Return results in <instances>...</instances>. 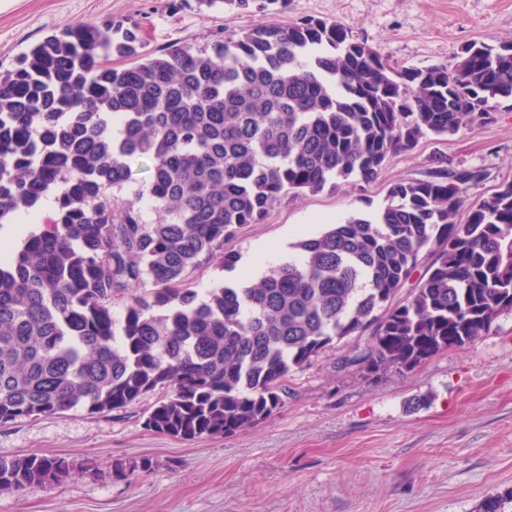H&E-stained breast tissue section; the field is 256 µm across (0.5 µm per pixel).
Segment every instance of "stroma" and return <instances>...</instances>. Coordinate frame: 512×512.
<instances>
[{
    "label": "stroma",
    "mask_w": 512,
    "mask_h": 512,
    "mask_svg": "<svg viewBox=\"0 0 512 512\" xmlns=\"http://www.w3.org/2000/svg\"><path fill=\"white\" fill-rule=\"evenodd\" d=\"M338 23L398 69L453 65L471 42L512 41V0H286L265 10H209L196 0H0V71L63 27L112 21L140 27L145 51L194 48L258 22ZM480 171L474 205L512 181V100L472 130L427 136L376 180L285 199L224 244L190 278L198 294L243 286L298 256V243L352 217L375 218L398 182L438 167ZM350 336L296 369L282 408L228 437L181 440L145 428L166 392L104 414L80 406L0 426V458L62 457L95 471L19 492L0 487V512H512V312L491 333L411 370L341 367ZM152 468H139L142 460Z\"/></svg>",
    "instance_id": "stroma-1"
}]
</instances>
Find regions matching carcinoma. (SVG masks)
I'll return each mask as SVG.
<instances>
[{
  "label": "carcinoma",
  "instance_id": "cac0c4a2",
  "mask_svg": "<svg viewBox=\"0 0 512 512\" xmlns=\"http://www.w3.org/2000/svg\"><path fill=\"white\" fill-rule=\"evenodd\" d=\"M125 63L116 66L109 58ZM512 99V42L451 67L391 68L337 23H257L193 49L143 51L137 29L66 26L0 72V229L52 194L54 219L0 249V424L127 407L165 388L145 427L227 436L284 404L288 376L369 335L343 366L412 369L512 312V182L460 217L468 169L398 182L375 220L301 241L257 284L197 299L190 273L286 197L369 183L424 136ZM150 163L119 201L130 162ZM154 289L131 292L146 281ZM131 296L121 333L112 302ZM64 458H0V487L52 483Z\"/></svg>",
  "mask_w": 512,
  "mask_h": 512
}]
</instances>
